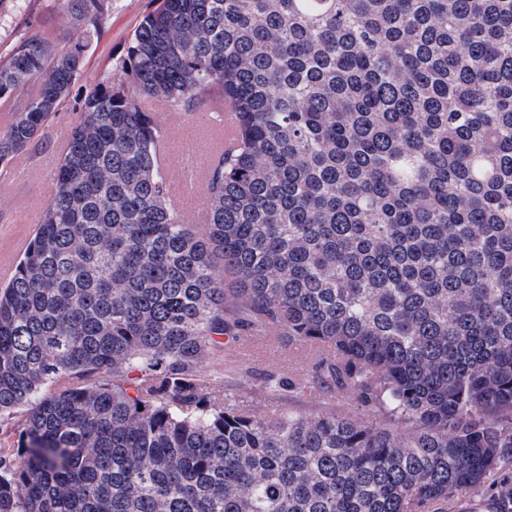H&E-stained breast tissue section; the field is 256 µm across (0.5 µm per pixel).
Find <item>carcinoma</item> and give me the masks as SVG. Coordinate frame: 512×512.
Listing matches in <instances>:
<instances>
[{"label": "carcinoma", "mask_w": 512, "mask_h": 512, "mask_svg": "<svg viewBox=\"0 0 512 512\" xmlns=\"http://www.w3.org/2000/svg\"><path fill=\"white\" fill-rule=\"evenodd\" d=\"M17 33L0 167L41 141L112 0ZM233 105L208 219L138 98ZM0 286V512H448L512 470V0H159L92 85ZM251 328L381 416L256 412L202 354ZM27 416L26 409H18L14 414L0 421V448L9 452L18 447V435Z\"/></svg>", "instance_id": "carcinoma-1"}]
</instances>
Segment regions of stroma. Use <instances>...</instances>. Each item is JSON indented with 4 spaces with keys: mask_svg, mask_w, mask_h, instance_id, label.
Segmentation results:
<instances>
[{
    "mask_svg": "<svg viewBox=\"0 0 512 512\" xmlns=\"http://www.w3.org/2000/svg\"><path fill=\"white\" fill-rule=\"evenodd\" d=\"M113 2L112 14L104 21L98 40L91 44L79 79L46 129L43 147L20 155L29 168L28 175L20 178L12 171L0 175V226L8 229L6 235L0 236V259L13 263L19 259L21 252L14 242L32 236L53 195L54 168L67 146L86 88L98 81L109 59L124 54L134 29L153 7L151 0ZM25 27L33 32L53 30L63 36L78 34L63 0H30V8L23 15L13 12L10 0H0V53L10 49L16 30ZM145 108L158 121L186 126L188 133L182 146L187 150L196 149L197 133L211 126L213 109L209 106L191 115L153 101L146 103ZM316 362L313 352L295 351L285 337L267 332L263 335L261 351L254 357H240L228 347L212 348L201 356L199 369L208 391L224 394L230 403L258 412L279 407L312 417L331 410L345 415L360 414L354 397L342 394L327 396L306 389H286L275 396L265 393L268 375L305 379L312 376Z\"/></svg>",
    "mask_w": 512,
    "mask_h": 512,
    "instance_id": "stroma-1",
    "label": "stroma"
}]
</instances>
